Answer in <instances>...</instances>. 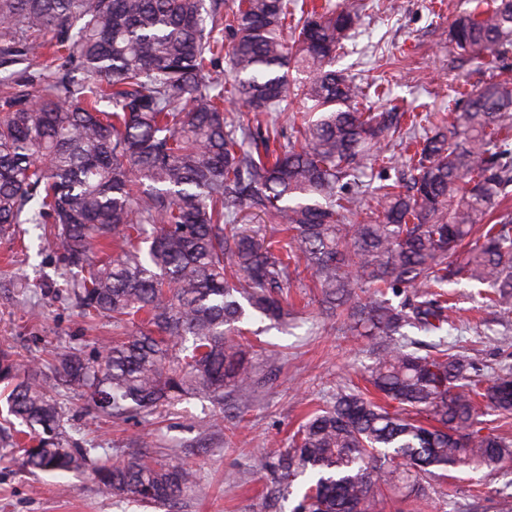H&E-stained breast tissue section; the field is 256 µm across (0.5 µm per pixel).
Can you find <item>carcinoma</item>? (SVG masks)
<instances>
[{
  "instance_id": "carcinoma-1",
  "label": "carcinoma",
  "mask_w": 512,
  "mask_h": 512,
  "mask_svg": "<svg viewBox=\"0 0 512 512\" xmlns=\"http://www.w3.org/2000/svg\"><path fill=\"white\" fill-rule=\"evenodd\" d=\"M451 24L453 52L512 58V0H479ZM366 0H0V237L34 224L72 275L56 291L120 339L85 359L52 351L55 379L0 350L8 416L0 461L82 474L116 498L181 512L195 472L141 454L92 462L67 439L74 391L114 421L205 396L241 410L256 379L242 324L288 318L284 289L307 272L318 302L373 340L365 382L313 411L266 468L292 512H383L385 492L424 497L457 471L512 462L484 416L512 415V377L486 383L448 349L446 286L512 303V82L460 94L449 119L364 112L370 90L336 68ZM40 59L38 84L7 67ZM225 61L229 83L212 69ZM300 104L290 132L241 123ZM397 170L393 181L383 176ZM249 210L283 225L267 239ZM466 249L464 263L458 252ZM372 288L364 297L355 289ZM408 292L399 304L387 294ZM414 329L435 338L419 354Z\"/></svg>"
}]
</instances>
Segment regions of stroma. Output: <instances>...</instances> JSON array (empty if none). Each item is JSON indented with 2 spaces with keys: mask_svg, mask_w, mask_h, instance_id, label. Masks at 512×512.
I'll return each mask as SVG.
<instances>
[{
  "mask_svg": "<svg viewBox=\"0 0 512 512\" xmlns=\"http://www.w3.org/2000/svg\"><path fill=\"white\" fill-rule=\"evenodd\" d=\"M371 0L359 28L347 41L353 71L365 82L389 79L375 112L447 113L457 91L489 78L510 79L455 56L448 30L472 0ZM26 249L0 241V349L15 352L22 365L45 362L60 345L92 358L111 346L112 325L87 322L52 285L63 265L58 250L36 234ZM456 308L449 343L470 355L486 377L512 370V309L487 308L468 282L454 285ZM300 282L290 295L299 315L295 326L242 336L252 347L263 379L244 420L215 415L212 403L193 398L145 417L103 423L69 395L64 427L99 462L118 464L148 450L193 469L198 485L184 512H292L304 491L295 480L288 498L273 495L264 463L270 452L288 448L307 412L331 402L338 387L357 383L369 362V342L306 302ZM0 512H154L130 499L102 496L92 473L33 475L20 462L0 463ZM386 512H512V465L475 474L448 471L426 499H393Z\"/></svg>",
  "mask_w": 512,
  "mask_h": 512,
  "instance_id": "stroma-1",
  "label": "stroma"
}]
</instances>
